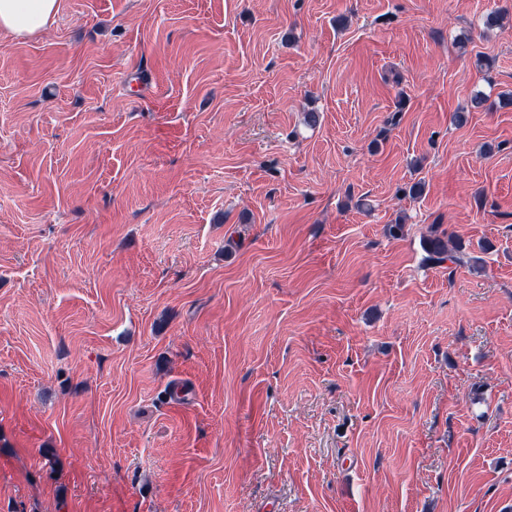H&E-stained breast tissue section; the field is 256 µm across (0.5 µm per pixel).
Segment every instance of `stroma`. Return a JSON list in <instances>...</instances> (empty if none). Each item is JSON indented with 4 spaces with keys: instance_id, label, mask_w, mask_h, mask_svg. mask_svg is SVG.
<instances>
[{
    "instance_id": "35a3bbf8",
    "label": "stroma",
    "mask_w": 512,
    "mask_h": 512,
    "mask_svg": "<svg viewBox=\"0 0 512 512\" xmlns=\"http://www.w3.org/2000/svg\"><path fill=\"white\" fill-rule=\"evenodd\" d=\"M509 94L512 0L0 38V512H512ZM426 250L429 253V259L436 263L450 261L453 263H464V258L458 248L448 247V235H434L426 240Z\"/></svg>"
}]
</instances>
